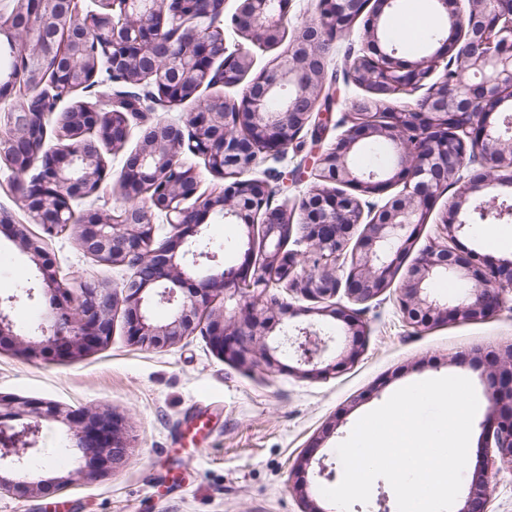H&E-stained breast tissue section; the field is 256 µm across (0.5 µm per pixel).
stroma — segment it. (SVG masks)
<instances>
[{"instance_id":"35a3bbf8","label":"stroma","mask_w":512,"mask_h":512,"mask_svg":"<svg viewBox=\"0 0 512 512\" xmlns=\"http://www.w3.org/2000/svg\"><path fill=\"white\" fill-rule=\"evenodd\" d=\"M339 128L322 141L300 134L301 148L284 158L268 159L250 175L277 186L288 206L307 193L314 176L303 162L335 143ZM107 168L99 191L73 201L76 212L107 211L120 206L116 177L124 154H104ZM20 183L0 168V220L26 225L44 237L21 206ZM504 225L485 234L467 229L462 248L481 260H512V242L500 240ZM45 248L69 288L83 282L120 285L129 269L97 261L72 232L44 237ZM25 275L34 299H15V282ZM41 274L30 257L0 233V299L13 298L14 331L25 336L42 319L49 301L40 294ZM367 325L362 354L354 365L324 378L293 372V354L269 371L220 358L203 332L156 349L132 345L123 313H116L110 342L100 350L59 362L22 358L0 350V394L51 401L70 409L106 410L123 420L127 456L114 471L80 480L56 495L0 496V512H303L304 496L324 512H336L321 494L336 486L343 467L337 445L356 422L396 390L414 382L463 376L474 385L478 410L472 428L468 467L481 460L479 426L488 411L481 366L475 354L512 346V308L483 320L439 324L418 332L403 319L396 288L365 303ZM67 428L42 425L41 451L33 479L67 476L58 448ZM306 474H299L300 462Z\"/></svg>"}]
</instances>
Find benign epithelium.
I'll return each mask as SVG.
<instances>
[{
  "instance_id": "benign-epithelium-1",
  "label": "benign epithelium",
  "mask_w": 512,
  "mask_h": 512,
  "mask_svg": "<svg viewBox=\"0 0 512 512\" xmlns=\"http://www.w3.org/2000/svg\"><path fill=\"white\" fill-rule=\"evenodd\" d=\"M465 10L448 11V0H435L448 13L445 51L421 61L399 63L381 49L380 21L397 0H374L363 33L364 48L351 69L369 60L381 66L386 82L415 94L424 91L418 107L392 113L390 123L376 126L354 123L336 143L318 156L315 175L336 185L301 198L302 240L310 258L301 263L286 251L293 225L283 223L281 211L270 206V185L246 179L258 159L252 144L230 128L249 129L265 145L264 153H285L308 124L329 129L332 113L303 109L302 101L316 95L321 76L312 64L325 58L324 37L330 30L348 32L352 14L362 15V0H319V19L295 31L290 48L248 83L240 99L212 97L188 114L185 125L160 124L147 128L138 148L127 155L117 175L121 196L142 183L157 187L149 202L137 206L143 216L133 219L127 206L109 222L76 216L70 201L99 188L106 165L99 146L83 139L73 145L48 146L40 158L41 171L26 182L21 205L48 235L74 227L82 249L96 257L126 264L130 278L120 287L102 282L64 287L46 256L43 239L33 238L24 224L9 225L13 241L40 269L44 284L59 294L53 311L38 327V334L24 339L14 331L10 310L0 305V349L9 347L29 358L65 360L91 353L109 343L113 319L124 311L129 341L141 348L173 345L197 328L202 312L208 313L206 334L211 347L226 360H256L269 370L281 367L276 353L293 350L303 365L299 373L325 377L353 363L359 356L367 326L356 311L334 302L339 293L362 304L381 296L394 282L400 260L413 250L417 232L428 222L437 198L458 187L452 215L442 220L441 231L415 257L398 288L397 302L407 323L415 330L457 320L476 321L512 304V262L482 265L474 254L458 247V234L466 221L458 219L474 184L461 183L462 171L471 164L481 168L486 186L512 181V130H505L501 114L506 103L503 88L512 85V0H467ZM76 0H31L30 16L22 25L1 15L0 31L18 35L33 50L29 69L36 80L28 83L27 96L38 99L43 83L37 81L52 60L53 50L44 32L57 17L73 13ZM123 14L130 22L123 31L97 22L78 33L80 41L94 36L112 52L114 67L133 65L147 70L159 47L168 48V64L195 95L200 80L212 78L216 86L235 87L253 70V53L239 46L230 52L192 24L194 11L187 0H123ZM286 3L283 0H241L233 25L267 47L286 38ZM494 33L486 39L488 33ZM225 59L218 65L216 61ZM470 72L448 87L445 60ZM295 87L283 112H271L267 101L276 89ZM73 119L90 131L103 123L99 112H75ZM23 126L11 125L0 134V158L11 151ZM382 139L393 146L397 161L386 173L366 174L353 156L367 140ZM187 154L200 156L212 172L224 174L227 184L212 195L198 194V174H182ZM404 189L384 205L363 207L359 197L340 190L348 187L365 197L380 196L394 185ZM224 211V221L241 224L252 233L262 225L263 250L257 258L248 252L247 267L218 270L204 278L195 276L199 259L216 255L202 250L205 229L202 213ZM164 214L174 233L155 246L153 211ZM364 224L361 237L350 246L351 236ZM441 279L456 283L461 291L443 299L432 292ZM299 293L314 306L307 315L329 316L344 323L351 345L334 364L325 363L330 337L313 323L291 336L283 332L276 345L269 336L282 323L291 305L269 288ZM245 300L233 310L214 306L217 297ZM158 306L168 309L163 322L153 319ZM490 381L489 410L482 428L484 460L472 473L468 494L458 512H487L495 460L512 463V349L486 361ZM68 427V453L77 466L61 478H29L38 452L42 422ZM127 444L120 419L106 412L64 409L44 401L5 399L0 396V492L18 497L55 491L67 481L95 479L125 461Z\"/></svg>"
}]
</instances>
